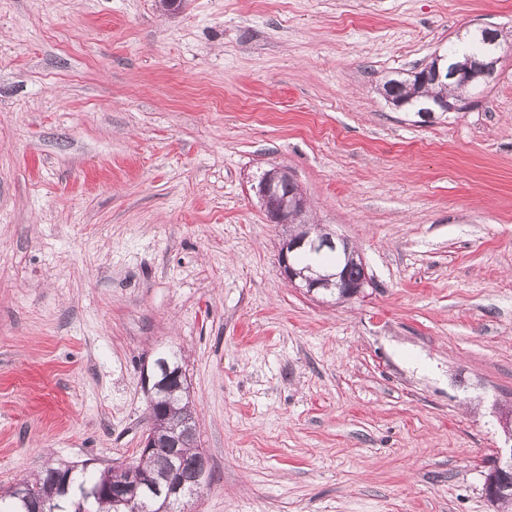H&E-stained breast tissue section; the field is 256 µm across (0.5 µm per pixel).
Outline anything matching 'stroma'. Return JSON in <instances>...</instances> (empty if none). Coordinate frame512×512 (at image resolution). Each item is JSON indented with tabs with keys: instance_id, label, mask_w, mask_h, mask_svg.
Segmentation results:
<instances>
[{
	"instance_id": "1",
	"label": "stroma",
	"mask_w": 512,
	"mask_h": 512,
	"mask_svg": "<svg viewBox=\"0 0 512 512\" xmlns=\"http://www.w3.org/2000/svg\"><path fill=\"white\" fill-rule=\"evenodd\" d=\"M486 25L471 107L385 99ZM275 165L362 296L282 275ZM161 351L210 472L184 512H496L512 0H0V487L137 460ZM291 178L286 169L273 166L264 172L258 184L253 187L272 224L280 226L295 224L300 216V211H305L307 207V201L300 190L298 195L289 202L278 198L277 186L282 181H289Z\"/></svg>"
}]
</instances>
